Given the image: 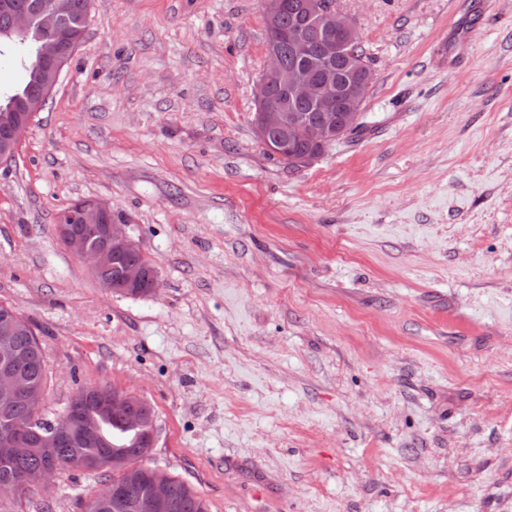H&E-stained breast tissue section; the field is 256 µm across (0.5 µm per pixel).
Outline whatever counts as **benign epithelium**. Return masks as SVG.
I'll return each instance as SVG.
<instances>
[{"label": "benign epithelium", "mask_w": 512, "mask_h": 512, "mask_svg": "<svg viewBox=\"0 0 512 512\" xmlns=\"http://www.w3.org/2000/svg\"><path fill=\"white\" fill-rule=\"evenodd\" d=\"M69 0H42L34 10L20 8L12 0H0V9L10 16L13 33L40 37L36 62L40 74V95L25 103L22 111L0 129V166L11 162L25 138L38 109L56 85L62 71L75 54L79 39H65L62 19L71 9ZM288 10V0H263L264 24L278 26ZM294 12L312 22L320 33L321 64L317 74L298 63L285 64L283 43L294 59L307 52V35L302 26L291 27L277 40L266 45V66L255 93L252 124L257 138L280 156L288 153V143L306 137L325 145L341 138L358 126L361 112L357 107L359 91L372 78V69L357 67L346 79L336 73L335 60L342 47L355 39L353 20L336 9L333 0H298ZM311 103L321 120L310 125L295 112L288 111L286 98ZM74 222L58 221L55 230L63 244L88 264L100 285L112 291L110 270H120L121 291L146 288L156 292L158 273L130 255L139 250L127 234L125 225L112 220V205L100 199H86L73 204ZM31 325L18 323L8 311L0 316V459L15 462L32 456L41 464L27 473V481L36 489L48 486L58 475L61 459L58 449L83 444L98 438L100 422L112 414L123 415L142 431L148 447L156 440V418L150 405L134 393L109 394L93 389L69 403L62 415L46 427H38L44 405V390L23 376L20 366L27 359L26 349L18 347L14 336L31 334ZM22 403L28 410L24 418L12 415ZM174 508L170 481L166 473H153L147 495L137 505L139 512H170Z\"/></svg>", "instance_id": "obj_1"}]
</instances>
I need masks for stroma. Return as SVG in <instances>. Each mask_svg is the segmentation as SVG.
Wrapping results in <instances>:
<instances>
[{
  "mask_svg": "<svg viewBox=\"0 0 512 512\" xmlns=\"http://www.w3.org/2000/svg\"><path fill=\"white\" fill-rule=\"evenodd\" d=\"M367 128L312 166L252 117L261 0H93L0 166V302L53 372L154 408L146 465L208 512H512V0H336ZM111 202L159 272L104 291L52 231ZM61 473L0 512H80ZM173 484L174 493L179 504V509L175 512H206L204 500L198 496L184 481L170 476Z\"/></svg>",
  "mask_w": 512,
  "mask_h": 512,
  "instance_id": "35a3bbf8",
  "label": "stroma"
}]
</instances>
